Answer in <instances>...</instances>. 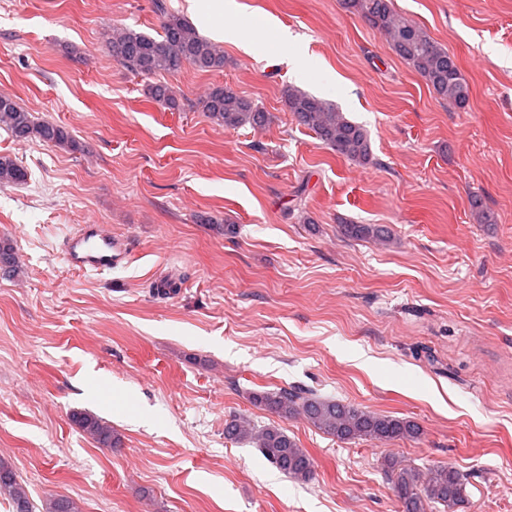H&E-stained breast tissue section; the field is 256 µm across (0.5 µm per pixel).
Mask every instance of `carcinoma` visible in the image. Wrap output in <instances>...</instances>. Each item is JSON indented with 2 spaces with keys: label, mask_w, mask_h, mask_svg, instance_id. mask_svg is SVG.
Masks as SVG:
<instances>
[{
  "label": "carcinoma",
  "mask_w": 512,
  "mask_h": 512,
  "mask_svg": "<svg viewBox=\"0 0 512 512\" xmlns=\"http://www.w3.org/2000/svg\"><path fill=\"white\" fill-rule=\"evenodd\" d=\"M346 5L363 15L373 28L383 34L393 51L425 80L438 97L459 108L468 105L470 87L454 53L423 28L400 17L392 7V0H346ZM155 7L162 19L158 35L123 26L112 28L106 35L105 45L113 61L145 78L178 72L186 64L200 72L224 69V51L219 46L201 37L187 19L169 12L164 0H156ZM147 95L153 102L170 110L184 106L182 98L166 84L148 85ZM282 99L284 108L297 124L313 131L336 155L358 165L373 161L366 130L329 102L292 86L284 88ZM192 106L226 128H261L270 122L267 112L228 86L209 89ZM0 129L16 141L39 140L55 146L78 148L65 127L37 121L31 112L7 95H0ZM27 178V169L16 158L0 154V188L22 184ZM470 207L478 223L492 222L481 196L472 195ZM343 230L347 237L356 240L386 242L390 238V231L383 224H345ZM20 272L14 248L0 242V276L15 277ZM252 400L285 419L300 415L318 430L339 440L390 441L415 439L421 435L420 427L406 418L372 414L302 389L256 392ZM73 419L100 446L121 447L112 427L98 418L76 413ZM224 438L255 445L267 461L294 480L307 482L314 475L313 458L279 427L257 429L246 418L234 416L225 422ZM383 466L392 477L400 512H436L441 507L444 512H452L463 502L464 482L452 466L442 465L422 472L394 458L386 459ZM0 503L8 505L10 512H34L25 487L11 465L1 459Z\"/></svg>",
  "instance_id": "cac0c4a2"
}]
</instances>
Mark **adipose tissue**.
<instances>
[{
  "label": "adipose tissue",
  "mask_w": 512,
  "mask_h": 512,
  "mask_svg": "<svg viewBox=\"0 0 512 512\" xmlns=\"http://www.w3.org/2000/svg\"><path fill=\"white\" fill-rule=\"evenodd\" d=\"M189 9L197 25L222 41H229L255 52L262 51L258 38L264 29L260 19L251 20L247 26L225 23V15L235 13V0H189Z\"/></svg>",
  "instance_id": "1"
}]
</instances>
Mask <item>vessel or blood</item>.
<instances>
[{
  "instance_id": "obj_1",
  "label": "vessel or blood",
  "mask_w": 512,
  "mask_h": 512,
  "mask_svg": "<svg viewBox=\"0 0 512 512\" xmlns=\"http://www.w3.org/2000/svg\"><path fill=\"white\" fill-rule=\"evenodd\" d=\"M62 251L71 266L104 273L123 266L130 247L126 239L112 235L104 225L84 224L65 240Z\"/></svg>"
}]
</instances>
